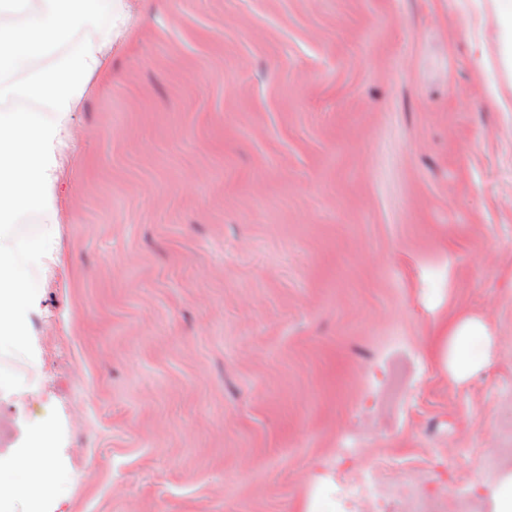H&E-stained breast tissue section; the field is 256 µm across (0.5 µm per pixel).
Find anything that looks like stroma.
Instances as JSON below:
<instances>
[{"instance_id": "obj_1", "label": "stroma", "mask_w": 512, "mask_h": 512, "mask_svg": "<svg viewBox=\"0 0 512 512\" xmlns=\"http://www.w3.org/2000/svg\"><path fill=\"white\" fill-rule=\"evenodd\" d=\"M124 4L50 165L34 357L0 356V419L61 476L51 512H497L512 66L491 0ZM467 316L490 343L459 380ZM355 446L382 499L337 483ZM487 336L483 324L475 319H463L448 328V364L459 376L477 372L483 361L476 359L468 350L471 340Z\"/></svg>"}]
</instances>
